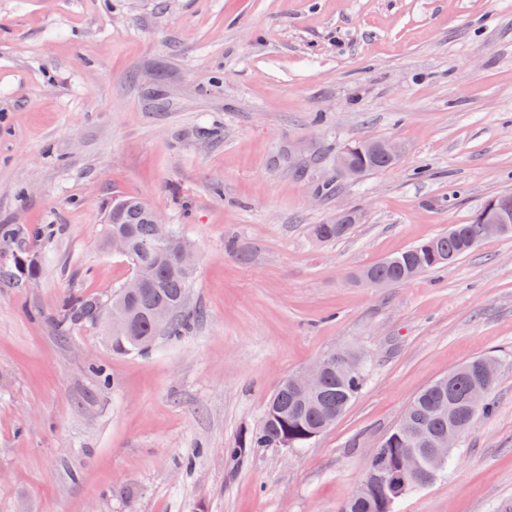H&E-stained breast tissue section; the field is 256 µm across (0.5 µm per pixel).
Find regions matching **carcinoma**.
Listing matches in <instances>:
<instances>
[{
    "mask_svg": "<svg viewBox=\"0 0 512 512\" xmlns=\"http://www.w3.org/2000/svg\"><path fill=\"white\" fill-rule=\"evenodd\" d=\"M379 140L353 144L357 152L351 159L363 174L390 168L394 162L378 149ZM479 214L466 224L453 225L446 234L421 241L400 254L361 270L357 279L365 284L383 282L398 286L419 274L450 265L474 248ZM158 217L153 208L136 197L115 201L107 216L102 244L112 236L126 242V257L141 279L142 288L129 294L120 287L112 292V308H99L101 298L69 295L60 303L59 316L66 326L85 322H104L108 326L112 351L119 354L148 351L161 336H182L189 329L191 311L189 291L195 269L186 266L181 253L193 250L191 243L171 230L162 249L153 247ZM355 220L346 224H316L312 234L320 242L345 237ZM168 307L172 314L162 325L156 324L154 310ZM485 357H477L424 389L409 405L408 424L397 426L376 448L368 468L375 461L393 468L405 452L416 454L428 465L436 436L450 428L467 433L476 418L493 413L490 393L496 380L481 378L479 368ZM367 377L365 364L356 371L342 372L332 364L323 375V385L315 396L301 397L280 382L266 405L262 421L244 444L253 448H305L335 422L336 409L347 410L363 389ZM388 488L376 486L358 501L347 500L338 512H380V499Z\"/></svg>",
    "mask_w": 512,
    "mask_h": 512,
    "instance_id": "cac0c4a2",
    "label": "carcinoma"
}]
</instances>
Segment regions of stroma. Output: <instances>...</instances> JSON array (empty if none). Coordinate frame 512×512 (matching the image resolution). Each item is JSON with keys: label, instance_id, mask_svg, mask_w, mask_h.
Returning <instances> with one entry per match:
<instances>
[{"label": "stroma", "instance_id": "1", "mask_svg": "<svg viewBox=\"0 0 512 512\" xmlns=\"http://www.w3.org/2000/svg\"><path fill=\"white\" fill-rule=\"evenodd\" d=\"M366 139L403 156L350 178L336 157ZM510 192L512 0H0V224L53 227L0 239V512H337L413 399L479 355L495 414L394 512H498L512 236L400 286L352 276ZM124 196L197 256L191 332L143 355L57 324L64 296L132 276L99 244ZM348 213L347 238H313ZM341 350L368 377L332 427L228 455L281 379Z\"/></svg>", "mask_w": 512, "mask_h": 512}]
</instances>
